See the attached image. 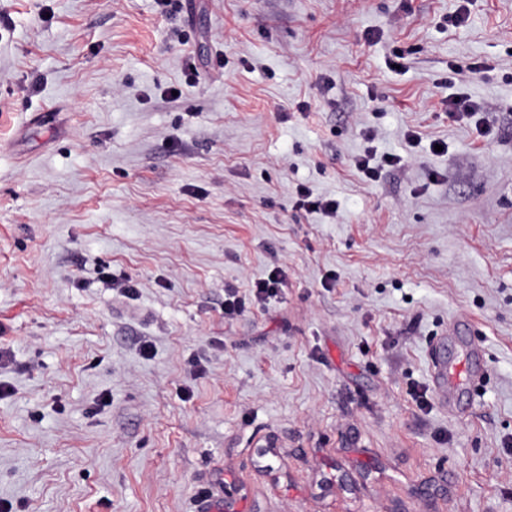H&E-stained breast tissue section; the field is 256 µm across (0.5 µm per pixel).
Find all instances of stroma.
I'll use <instances>...</instances> for the list:
<instances>
[{"instance_id": "35a3bbf8", "label": "stroma", "mask_w": 512, "mask_h": 512, "mask_svg": "<svg viewBox=\"0 0 512 512\" xmlns=\"http://www.w3.org/2000/svg\"><path fill=\"white\" fill-rule=\"evenodd\" d=\"M458 8L0 0V507L512 512V0ZM445 106L448 117L454 120L471 119L479 112L478 106L465 96L448 98ZM372 156L367 154L364 156H357L353 159V166L366 178L375 180L378 176L379 169L384 166H394L401 162L402 158L399 155L387 154L381 157V163L377 166H371ZM296 208L306 213H321L333 216L337 211L336 200L328 199L322 196H315L307 186L300 185L296 187ZM316 205V209L312 206ZM284 281L280 267H274L266 278L255 282L249 293L251 301L258 305H266L279 298ZM457 377L460 378L461 375L456 371V367L454 365H445L440 364L436 366L435 378L436 383L438 385V394L442 395L444 393V388L448 383V405H454L456 394L461 390H467L466 386L463 383L457 382Z\"/></svg>"}]
</instances>
